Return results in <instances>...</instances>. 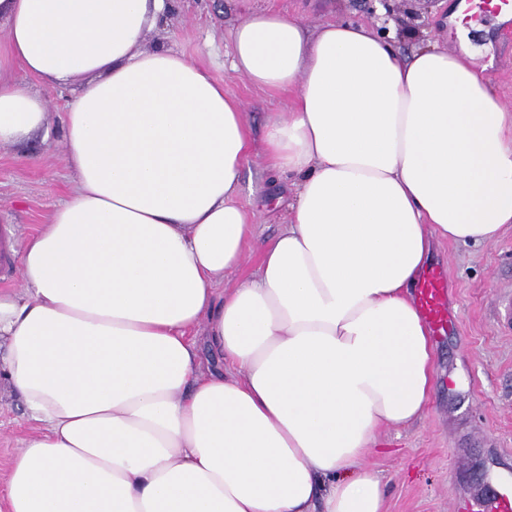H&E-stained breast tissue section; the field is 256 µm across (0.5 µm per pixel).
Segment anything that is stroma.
Listing matches in <instances>:
<instances>
[{"label": "stroma", "mask_w": 512, "mask_h": 512, "mask_svg": "<svg viewBox=\"0 0 512 512\" xmlns=\"http://www.w3.org/2000/svg\"><path fill=\"white\" fill-rule=\"evenodd\" d=\"M267 4L313 30L335 21L375 22L370 0ZM393 7L402 28L418 33L414 40L391 34L402 55L428 40L452 51H469L512 112V21L488 20L461 39L447 20L446 0H394ZM239 16V0H175L169 23L152 28L145 39L146 47L165 44L207 67L246 107L253 152L238 202L252 219L243 264L224 274L221 286L227 291L255 275L259 247L287 224L294 195L288 175L268 168L262 147L266 122L271 114H287L288 95L254 87L221 59L231 49ZM28 84L50 103L49 134L0 146V225H16L22 243L46 224L75 185L62 123L70 93L33 78ZM428 263L448 278V311L456 328L432 344L434 373L424 416L402 428L381 429L377 450L364 461L381 482L383 512H451V505L464 504L495 466L512 464V229L480 245L433 240ZM39 429L25 414L18 394L1 379L0 512H7L11 461Z\"/></svg>", "instance_id": "1"}]
</instances>
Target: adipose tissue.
Instances as JSON below:
<instances>
[{"label":"adipose tissue","mask_w":512,"mask_h":512,"mask_svg":"<svg viewBox=\"0 0 512 512\" xmlns=\"http://www.w3.org/2000/svg\"><path fill=\"white\" fill-rule=\"evenodd\" d=\"M242 3L231 68L294 90L263 150L296 192L256 276L223 292L253 144L223 83L144 47L174 0H0V145L47 128L15 69L73 86L76 178L23 248V294H0V370L44 426L8 512H382L362 461L432 382L410 290L433 238L512 226V113L457 52L403 58L368 25Z\"/></svg>","instance_id":"adipose-tissue-1"}]
</instances>
